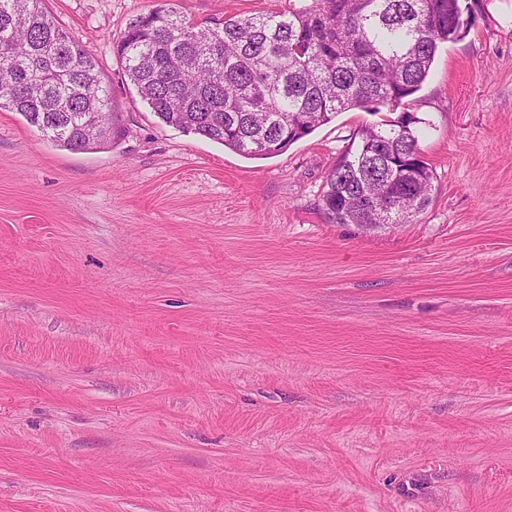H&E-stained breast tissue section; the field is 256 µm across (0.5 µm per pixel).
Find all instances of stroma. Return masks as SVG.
Returning a JSON list of instances; mask_svg holds the SVG:
<instances>
[{
    "label": "stroma",
    "mask_w": 512,
    "mask_h": 512,
    "mask_svg": "<svg viewBox=\"0 0 512 512\" xmlns=\"http://www.w3.org/2000/svg\"><path fill=\"white\" fill-rule=\"evenodd\" d=\"M464 2L408 106L431 201L363 228L321 192L374 115L243 157L125 78L157 0H47L122 134L0 112V512H512V0Z\"/></svg>",
    "instance_id": "1"
}]
</instances>
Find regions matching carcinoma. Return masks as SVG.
Instances as JSON below:
<instances>
[{
	"label": "carcinoma",
	"mask_w": 512,
	"mask_h": 512,
	"mask_svg": "<svg viewBox=\"0 0 512 512\" xmlns=\"http://www.w3.org/2000/svg\"><path fill=\"white\" fill-rule=\"evenodd\" d=\"M462 0H288L259 15L193 23L167 0L133 16L114 46L162 124L250 158H269L350 110L392 114L427 79L441 45L464 39ZM55 145L112 141L114 112L95 57L44 0H0V111ZM392 117L359 132L329 173L322 210L336 224H405L432 187L416 126Z\"/></svg>",
	"instance_id": "cac0c4a2"
}]
</instances>
